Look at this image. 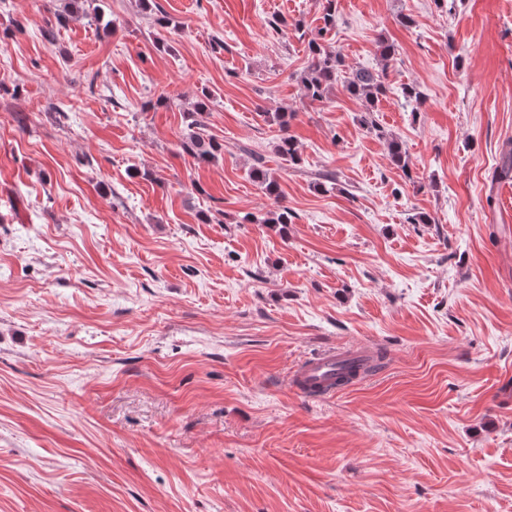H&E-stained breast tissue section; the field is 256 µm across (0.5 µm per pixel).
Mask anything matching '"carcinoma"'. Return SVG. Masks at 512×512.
Instances as JSON below:
<instances>
[{
    "instance_id": "cac0c4a2",
    "label": "carcinoma",
    "mask_w": 512,
    "mask_h": 512,
    "mask_svg": "<svg viewBox=\"0 0 512 512\" xmlns=\"http://www.w3.org/2000/svg\"><path fill=\"white\" fill-rule=\"evenodd\" d=\"M335 0H325L324 27L317 31L315 37L307 42L309 65L301 77L305 97L311 101H322L336 84L343 85L346 92L362 104L359 117L360 124L369 131L384 135L377 125L375 112L378 103L387 92L386 69L353 68L345 63L342 53L325 44V35L335 26ZM210 94L203 92L202 98L195 105V110L188 113L189 122L182 138V149L195 158L210 162L221 153L222 145L214 138L201 134L204 123L197 116L209 110ZM268 121L279 126L282 135L276 142L275 151L289 162H300L301 155L297 141L288 135V123L294 113L282 109L278 112H266ZM388 157L392 165L401 169L406 177H411L409 156L402 142L391 136L388 138ZM250 177L260 184L265 194L274 200H279L280 192L277 180L263 168L262 157L254 158L250 169ZM294 213L288 207L279 205L261 220L263 224L287 225L293 223Z\"/></svg>"
}]
</instances>
